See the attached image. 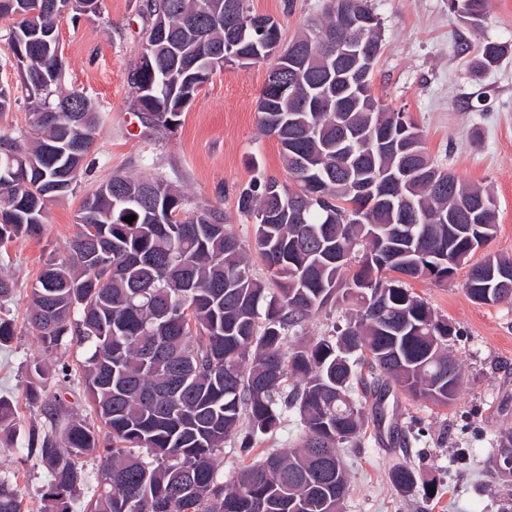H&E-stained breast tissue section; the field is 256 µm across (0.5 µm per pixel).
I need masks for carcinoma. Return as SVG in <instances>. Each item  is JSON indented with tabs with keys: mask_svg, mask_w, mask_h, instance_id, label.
Returning <instances> with one entry per match:
<instances>
[{
	"mask_svg": "<svg viewBox=\"0 0 512 512\" xmlns=\"http://www.w3.org/2000/svg\"><path fill=\"white\" fill-rule=\"evenodd\" d=\"M239 48L251 64L270 63L288 75L283 57L263 51L252 26L258 16L247 0H233ZM228 0H146L143 52L153 71L139 65L130 78L139 112L154 126L180 125L181 98L206 82L210 55L224 48ZM449 10L485 21L489 0H449ZM94 13L97 0H13L0 5L12 20L7 48L25 58L21 92L30 131L2 138L14 153L15 176L0 182V246L46 229L47 207L73 192L90 169L88 155L100 124L94 104L79 91L59 90L64 61L57 58L56 19L62 10ZM336 11L295 37L305 47L304 77L294 95L276 96L265 84L257 101L260 130L277 137L288 181L256 177L238 197V212L252 221L255 250L270 272L266 283L210 205L188 208L180 189L144 172L116 174L81 202L67 258L47 261L31 288L29 324L43 353L83 349L65 375L83 380L86 397L112 446L51 396L42 429L28 432L27 455L45 466L50 482L42 512H70L84 486L79 459L98 452L97 486L86 512H343L350 491L340 449L363 434L369 411L383 413L392 385L437 406L452 403L460 385L448 337L458 329L410 288V272L446 282L469 266L465 290L494 292L492 271L512 260L477 250L496 234V204L481 186L442 170L428 155L418 128L402 112L367 109L350 99L342 109H309L314 86L329 72L319 38L336 32ZM504 47L487 40L475 68H496ZM406 121L420 146L367 141L349 158L336 156L344 131L366 135ZM411 174L393 185L394 206L374 208L348 191L349 179L387 176L400 165ZM70 177L65 178L63 174ZM278 187L282 209L274 224L256 216ZM179 208L185 222L160 221ZM131 215V223L124 218ZM332 304L348 315L312 341L289 347L288 337ZM28 394L41 398L50 370L28 365ZM294 415L303 434L286 452L254 453L259 440ZM237 440L251 462L224 483L215 457ZM493 481H509L499 458L512 455V432L494 437ZM391 479L400 491H435L434 479L406 464ZM0 512H21L18 489L0 478Z\"/></svg>",
	"mask_w": 512,
	"mask_h": 512,
	"instance_id": "carcinoma-1",
	"label": "carcinoma"
}]
</instances>
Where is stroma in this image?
Returning a JSON list of instances; mask_svg holds the SVG:
<instances>
[{
  "instance_id": "obj_1",
  "label": "stroma",
  "mask_w": 512,
  "mask_h": 512,
  "mask_svg": "<svg viewBox=\"0 0 512 512\" xmlns=\"http://www.w3.org/2000/svg\"><path fill=\"white\" fill-rule=\"evenodd\" d=\"M146 0H98L96 13H65L57 21L65 70L60 88L78 90L97 107L99 131L90 151L94 166L72 195L48 206L45 232L20 237L0 248V269L15 283L1 310L17 324L13 340L0 346V396L7 398L17 426L0 438V477L16 484L22 512H41L49 476L26 456L27 434L44 422L43 403L26 394L27 364L43 357L27 323L33 283L51 258H64L83 197L116 174H159L192 204L221 208L230 219L254 271L266 269L254 249L253 226L237 212V198L255 174L286 180L280 145L258 128L256 102L268 67L232 66L214 74L168 132L138 118L130 75L142 52ZM324 0H248L252 11L274 17L290 41ZM490 13L473 30L448 10V0H370L380 17L382 48L372 94L403 111L419 127L430 157L461 179L487 187L497 209V233L488 254L512 258V0H490ZM508 44L495 70L477 74L470 59L485 40ZM465 269L445 282L412 280L425 299L461 336L450 338L460 360L461 383L453 403L438 408L393 389L388 405L400 425L425 430L406 448L383 446L376 419L364 427L360 447L342 451L350 480L345 512H501L512 488L492 483L491 435L512 431V303L475 304L468 297ZM404 462L434 477L435 493L405 494L390 472Z\"/></svg>"
}]
</instances>
